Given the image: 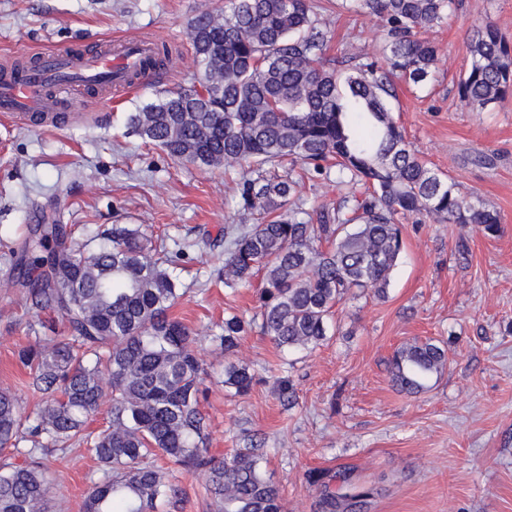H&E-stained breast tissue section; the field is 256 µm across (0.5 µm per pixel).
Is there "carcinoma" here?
Listing matches in <instances>:
<instances>
[{
  "mask_svg": "<svg viewBox=\"0 0 512 512\" xmlns=\"http://www.w3.org/2000/svg\"><path fill=\"white\" fill-rule=\"evenodd\" d=\"M453 0H342L377 17L386 30L383 64L325 58L328 36L314 0H229L202 9L187 26L199 87L165 90L131 113L128 124L171 157L206 167H244L236 189L243 224L224 226L216 278L246 286L260 278L256 310L230 314L208 339L224 355L257 331L282 351H307L327 339L332 309L350 295L386 297L404 249L401 220L473 224L488 237L500 213L463 196L412 149L389 107L393 79L424 86L440 47L428 33ZM471 66L458 83L466 106L485 109L512 97V45L487 19L466 39ZM172 50L152 52L144 69L165 68ZM292 165L280 175L274 167ZM349 189L336 205L290 206L293 166ZM18 279L29 308L53 314L62 336H36L18 353L45 398L34 417L0 391V512H51L45 460L75 442L99 463L85 512H156L177 494L163 456L202 471L222 512H283L280 488L264 470L266 449L251 438L218 460L208 453L198 409L208 373L198 332L173 318L182 293L168 252L138 228L112 225L90 251L66 224L27 227ZM432 339L406 344L391 359V380L417 394L447 366ZM112 377L106 424L87 430L102 404L100 375ZM255 375L229 363L224 387L247 394ZM30 447L21 448V441ZM367 494L323 490L319 512H363Z\"/></svg>",
  "mask_w": 512,
  "mask_h": 512,
  "instance_id": "1",
  "label": "carcinoma"
}]
</instances>
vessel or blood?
Returning a JSON list of instances; mask_svg holds the SVG:
<instances>
[{
  "label": "vessel or blood",
  "instance_id": "vessel-or-blood-1",
  "mask_svg": "<svg viewBox=\"0 0 512 512\" xmlns=\"http://www.w3.org/2000/svg\"><path fill=\"white\" fill-rule=\"evenodd\" d=\"M151 51L146 40L122 39L92 53L40 51L37 64L0 80V115L56 126L73 95L96 92L105 99L112 92L130 91L139 84L142 64Z\"/></svg>",
  "mask_w": 512,
  "mask_h": 512
}]
</instances>
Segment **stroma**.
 <instances>
[{"label": "stroma", "mask_w": 512, "mask_h": 512, "mask_svg": "<svg viewBox=\"0 0 512 512\" xmlns=\"http://www.w3.org/2000/svg\"><path fill=\"white\" fill-rule=\"evenodd\" d=\"M431 36L441 53L426 87L396 81L393 115L421 157L461 193L500 212L487 237L470 224L428 219L403 224L404 251L385 298L363 294L333 309L325 342L281 352L267 337L245 335L230 360L258 382L244 396L224 390L227 358L210 341L198 350L211 379L200 400L209 451L223 458L257 437L265 470L284 512H318L324 473H347L367 492L364 512H512V100L475 110L462 105L458 81L469 69L471 24L492 20L512 41V0H455ZM224 0H0V56L17 61L36 49H89L101 39L144 37L168 45L173 61L112 101L74 98L62 128L0 121V390L25 414L42 405L18 351L31 323L11 274V252L25 225L61 217L89 247L113 225L134 224L156 246L186 248L174 268L183 297L172 314L192 328L225 315L249 316L256 286L225 287L213 266L224 227L240 223V172L171 158L131 132L128 117L156 93L192 85L186 26L198 8ZM331 39L328 58L358 64L381 55L385 35L375 16L338 11L317 0ZM468 250L458 254L456 244ZM433 339L448 364L417 395L398 391L388 361L400 345ZM294 390L279 399L280 380ZM48 464L53 512H84L99 465L84 447L56 451ZM175 497L157 512H217L205 476L170 468Z\"/></svg>", "instance_id": "1"}]
</instances>
